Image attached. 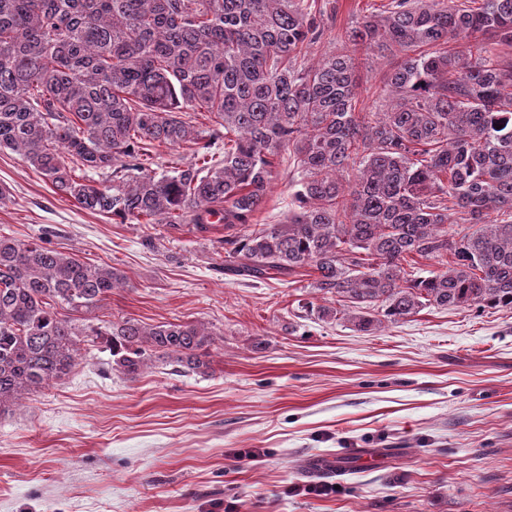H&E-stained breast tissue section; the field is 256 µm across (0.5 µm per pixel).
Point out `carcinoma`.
Segmentation results:
<instances>
[{
	"instance_id": "obj_1",
	"label": "carcinoma",
	"mask_w": 512,
	"mask_h": 512,
	"mask_svg": "<svg viewBox=\"0 0 512 512\" xmlns=\"http://www.w3.org/2000/svg\"><path fill=\"white\" fill-rule=\"evenodd\" d=\"M323 0H0V152L21 155L92 213L200 231L224 225V271L307 267L361 332L424 308L512 309V0H390L311 62ZM390 62L380 112L357 110L358 67ZM224 131L203 140L188 112ZM500 128H495V125ZM196 161L158 177L160 146ZM294 185L282 224L256 228L282 149ZM105 177L102 182L91 176ZM459 215L468 231L455 228ZM447 259L416 275L405 264ZM123 275L0 236V414L68 375L88 340L112 370L210 368L202 323L74 316Z\"/></svg>"
}]
</instances>
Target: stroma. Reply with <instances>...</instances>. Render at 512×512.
I'll return each instance as SVG.
<instances>
[{"instance_id":"stroma-1","label":"stroma","mask_w":512,"mask_h":512,"mask_svg":"<svg viewBox=\"0 0 512 512\" xmlns=\"http://www.w3.org/2000/svg\"><path fill=\"white\" fill-rule=\"evenodd\" d=\"M388 0H333L311 58ZM282 162L258 224L288 212ZM0 235L126 278L92 326L202 322L222 339L204 374L130 378L93 347L0 415V512H512V310L427 308L372 332L321 321L312 270L224 274V229L94 214L0 152ZM335 494H303L322 464Z\"/></svg>"}]
</instances>
